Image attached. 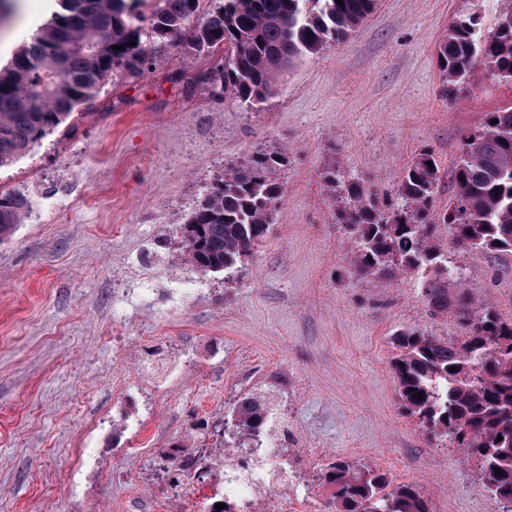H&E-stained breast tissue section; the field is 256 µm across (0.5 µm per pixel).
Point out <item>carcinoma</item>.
<instances>
[{
    "mask_svg": "<svg viewBox=\"0 0 512 512\" xmlns=\"http://www.w3.org/2000/svg\"><path fill=\"white\" fill-rule=\"evenodd\" d=\"M375 2L222 0L207 11L204 0H152L146 25L137 8L142 0H58L60 10L0 69V168L83 116L80 107L118 72L141 73L158 41L180 43L188 33L191 53L221 50V59L199 72L197 84L215 97L229 92L252 108L283 90L280 77L292 62L312 58L358 31ZM437 65L446 101L454 100L481 66L511 84L512 8L500 12L489 36L480 14L455 18L437 48ZM468 141L475 150L461 151L446 207L435 205L440 169L427 150L406 168L394 196L356 180L342 183L334 171L323 180L343 192L336 223L355 236L361 269L377 277L396 270L419 276L427 305L439 314L453 313L463 329L460 343L414 331L396 336L393 370L400 408L431 436L466 448L499 512H512V320L462 292L451 293L455 267L435 244L438 228L450 224L461 249L512 254V105L489 113L467 132L463 142ZM287 168V151H257L225 166L205 187L185 221L191 230L182 235L193 267L225 272L254 254L283 199L280 174ZM29 208L24 195L0 194L1 244L12 239ZM231 418L235 434L252 443L279 433L274 405L264 397L241 395ZM252 451L243 448L220 465L224 476L248 469ZM152 467L174 492L216 477L206 448H170ZM497 467L502 474L495 473ZM325 481L332 490L328 507L336 512H429L415 486L395 483L374 468L336 461L328 465Z\"/></svg>",
    "mask_w": 512,
    "mask_h": 512,
    "instance_id": "carcinoma-1",
    "label": "carcinoma"
}]
</instances>
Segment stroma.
Returning <instances> with one entry per match:
<instances>
[{"label":"stroma","mask_w":512,"mask_h":512,"mask_svg":"<svg viewBox=\"0 0 512 512\" xmlns=\"http://www.w3.org/2000/svg\"><path fill=\"white\" fill-rule=\"evenodd\" d=\"M507 0H378L347 43L293 64L259 107L193 86L215 55L155 46L143 74L105 85L75 132H55L0 169L30 210L0 245V512H199L211 488L176 495L150 467L218 440L242 393L274 396L276 447L304 502L323 512L329 463L417 487L430 512H499L476 460L402 414L391 360L402 330L455 341L416 276L360 272L357 244L322 175L396 192L422 151L454 192L464 135L512 104L478 77L439 96L435 49L473 11L492 31ZM285 149V196L259 250L231 272L187 261L180 226L225 165ZM437 241L461 287L512 320V254ZM197 291L177 298L179 282Z\"/></svg>","instance_id":"35a3bbf8"}]
</instances>
